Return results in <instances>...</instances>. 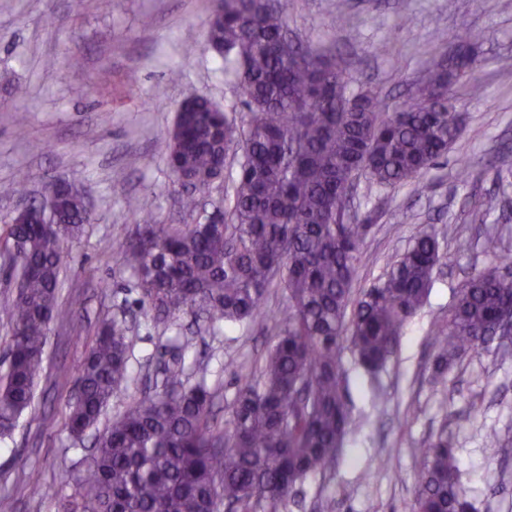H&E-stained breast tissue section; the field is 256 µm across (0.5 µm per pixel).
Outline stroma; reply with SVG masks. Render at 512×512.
I'll return each mask as SVG.
<instances>
[{
	"mask_svg": "<svg viewBox=\"0 0 512 512\" xmlns=\"http://www.w3.org/2000/svg\"><path fill=\"white\" fill-rule=\"evenodd\" d=\"M212 7L213 0H110L105 10L99 0H0V237L56 178L84 189L93 215L69 251L60 288L75 312L50 322L47 374L12 435L0 438V498L9 497L11 512H66L79 499L77 479L91 460L92 440H73L64 418L103 315L125 319L134 341L132 381L113 396L101 431L155 390L160 356L175 345L184 346L188 366L206 370L219 390L217 419L229 421L239 373L255 369L274 342L269 320L227 325L216 335L198 331L188 313L170 328L156 325L117 258L137 227L127 197H138L155 223L195 221L181 207L162 149L180 104L205 95L235 113L239 126L247 124L235 81L206 44ZM146 16L151 26H142ZM467 29L486 35L472 73L484 94L459 97L467 120L457 143L422 176L388 189L363 181L355 195L358 215L372 224L356 287L379 278L428 225L441 232L437 280L376 377L343 349L348 404L363 427L334 467L295 488L282 512H319L323 498L333 500L334 512H412L418 450L443 425L472 512H512V338L473 350L441 379H430L435 324L447 318L462 281L497 262L489 236L512 248V184L497 178L500 160L512 162V70L498 63L512 57V0H288L294 40L337 52L351 88L375 87L395 104L440 59L442 38ZM462 160L475 173L466 183L456 178ZM488 194L504 196L505 207L474 213L475 201ZM396 211L406 223L392 222ZM491 430L503 447L486 445Z\"/></svg>",
	"mask_w": 512,
	"mask_h": 512,
	"instance_id": "obj_1",
	"label": "stroma"
}]
</instances>
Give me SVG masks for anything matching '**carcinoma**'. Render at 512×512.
<instances>
[{
  "mask_svg": "<svg viewBox=\"0 0 512 512\" xmlns=\"http://www.w3.org/2000/svg\"><path fill=\"white\" fill-rule=\"evenodd\" d=\"M288 0H215L206 37L219 47L250 112L240 129L230 113L192 95L179 107L165 143L182 208L224 186V223L204 214L181 229L140 218L120 261L156 324L186 309L215 334L224 323L265 317L273 288L288 295L277 339L259 370L240 376L228 425L211 421L217 390L205 376L190 382L180 349L164 366L163 389L135 400L96 437L78 478L82 512H280L290 492L335 463L362 421L347 408L340 351L349 342L376 374L408 321L426 303L442 262L438 234L420 231L370 287L353 288L369 218L351 212L348 191L365 174L392 188L427 172L460 137L464 117L453 85L474 69L484 33L456 35L447 57L401 105L369 87L348 90L341 61L316 47L285 43ZM84 193L55 188L53 205L30 206L7 224L4 262L19 263L14 297L0 308L10 340L0 374V437L31 406L45 371L48 326L55 318L68 245L91 223ZM500 267L458 289L448 318L432 334L435 373L499 335L489 327L512 312V282ZM126 321L98 326L78 370V395L64 426L77 439L94 428L114 394L131 381ZM417 512H469L455 449L444 431L420 449Z\"/></svg>",
  "mask_w": 512,
  "mask_h": 512,
  "instance_id": "obj_1",
  "label": "carcinoma"
}]
</instances>
